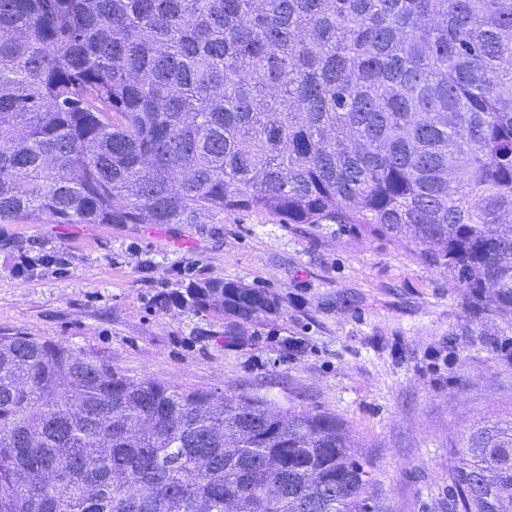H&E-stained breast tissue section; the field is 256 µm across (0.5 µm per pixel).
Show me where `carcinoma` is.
<instances>
[{
  "label": "carcinoma",
  "instance_id": "carcinoma-1",
  "mask_svg": "<svg viewBox=\"0 0 512 512\" xmlns=\"http://www.w3.org/2000/svg\"><path fill=\"white\" fill-rule=\"evenodd\" d=\"M369 224L512 316V0H0V224ZM217 279L152 306L242 345ZM327 413L0 333V512H378ZM449 512H512V422L455 445Z\"/></svg>",
  "mask_w": 512,
  "mask_h": 512
}]
</instances>
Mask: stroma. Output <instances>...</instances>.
Listing matches in <instances>:
<instances>
[{"label": "stroma", "mask_w": 512, "mask_h": 512, "mask_svg": "<svg viewBox=\"0 0 512 512\" xmlns=\"http://www.w3.org/2000/svg\"><path fill=\"white\" fill-rule=\"evenodd\" d=\"M191 278L273 289L282 314L251 343L212 317L161 314ZM93 353L118 372L335 415L385 512H448L452 441L512 420V318L414 251L357 226L247 212L194 224H0V332Z\"/></svg>", "instance_id": "1"}]
</instances>
